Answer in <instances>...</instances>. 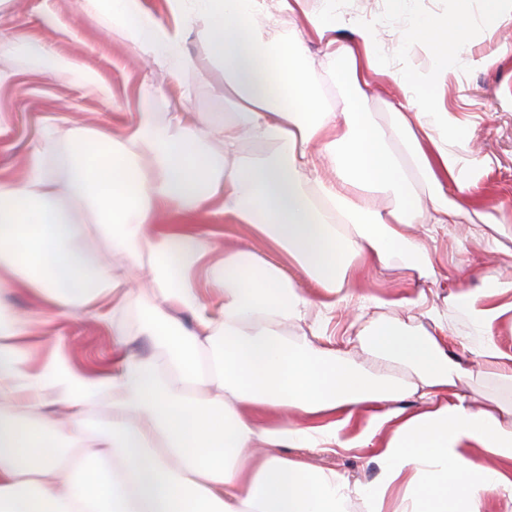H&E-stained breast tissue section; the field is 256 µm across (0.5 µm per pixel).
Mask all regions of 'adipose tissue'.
I'll return each instance as SVG.
<instances>
[{"mask_svg": "<svg viewBox=\"0 0 512 512\" xmlns=\"http://www.w3.org/2000/svg\"><path fill=\"white\" fill-rule=\"evenodd\" d=\"M307 24L331 65L329 78L349 101L365 95L369 74L389 68L379 40H336L357 19L326 0ZM406 19L407 49L429 60L418 93L391 103L384 127L365 112H339L310 73L315 61L301 31L274 33L262 0H165L157 15L147 0H79L82 12L107 16L148 66L181 77L216 66L233 111L190 112L191 85L169 97L150 84L123 141L102 131L48 125L20 177L0 176V295L28 291L35 308L0 306V512H344L360 495L367 512H487L492 493L512 497V479L464 453L477 445L512 462V406L475 410L458 393L467 369L446 350L447 310L469 317L483 337L481 371L512 386V362L489 342L512 314V280L492 270L482 290H461L447 310L407 295L408 322L367 319L376 298L356 293L363 267H388L402 250L437 277L424 243L403 228L428 232L459 223L467 192L487 162L472 155L456 119L426 89L451 67L474 65L472 0H448L445 13L407 19L406 0H387ZM204 51L191 54L189 35ZM25 56L46 69L108 86L45 44L0 36V59ZM223 153H214L211 140ZM262 146L245 156L244 142ZM223 215L266 238L280 259L225 251L220 262L199 215ZM96 224V245L82 232ZM302 268L310 295L289 275ZM148 273L152 298L141 301L132 279ZM112 324L117 347L128 343L125 316L137 309L164 359L124 355L111 372L90 376L55 339L41 365L30 360V327L43 303ZM353 309L365 324L359 361L321 342L318 330L294 342L283 336L312 311ZM426 317L431 330L413 331ZM419 372L412 386L393 371ZM423 411L398 408L405 393ZM106 403L112 427L102 447L87 446V418ZM367 410L366 425L356 423ZM307 415L303 424L285 413ZM379 483L363 487L333 473L312 474L277 456L280 448H347L383 428Z\"/></svg>", "mask_w": 512, "mask_h": 512, "instance_id": "adipose-tissue-1", "label": "adipose tissue"}]
</instances>
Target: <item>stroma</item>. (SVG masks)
I'll return each mask as SVG.
<instances>
[{"label": "stroma", "instance_id": "35a3bbf8", "mask_svg": "<svg viewBox=\"0 0 512 512\" xmlns=\"http://www.w3.org/2000/svg\"><path fill=\"white\" fill-rule=\"evenodd\" d=\"M346 15L372 24L381 48L393 62V75L374 76L364 99L346 104L341 87L327 84L323 92L337 110L354 107L370 114L378 124L392 120L390 101L404 100L417 91L413 75L407 69L405 49L398 38L397 26L388 15L384 0H341ZM24 34L48 44L56 55L75 60L83 69L112 89V101H103L89 86L64 76L23 72L13 86L0 87V172L22 174L28 154L43 130V120L57 118L67 128L79 131L99 130L112 137H123L133 111L137 91L150 82L162 92L177 95L181 80L158 67L143 66L128 44L108 34L102 19L84 15L78 7L61 10L59 0H13L10 9L0 12V30ZM476 56L491 57L490 65L466 69H449L445 81L430 89L435 101L453 113L467 141L488 163L479 185L465 206L456 229L441 231L429 242L431 259L440 265L460 270L464 287L483 285L487 268H495L512 279V238H503L504 254L493 256L484 250L494 234V225L512 228V47L499 51V39L512 44V27L499 39L487 40L481 29H473ZM195 88L188 104L196 113L229 112L231 102L224 99V78L219 69L210 68L189 74ZM197 225L214 230L221 247H247L257 256L273 258L267 240L244 224L225 223L223 217L202 215ZM419 261L410 252H402L386 269L364 270L356 284L359 293L386 299V307L368 310L371 318L387 321L402 319L395 299L419 291L425 292L429 304L445 308L451 287L446 280L431 282L420 278ZM470 321L461 314L448 318V348L472 370L469 378L459 382L458 390L473 408L495 401H511L505 391L477 372L479 337L470 335ZM33 348L42 354L55 337H63L69 347L71 365L78 371L98 375L110 371L121 354L112 343L110 324L47 310L42 322L35 324ZM280 456L305 463L314 473L333 472L363 486L374 483L382 474L383 462L373 445L335 448L325 452L306 448H283Z\"/></svg>", "mask_w": 512, "mask_h": 512}]
</instances>
